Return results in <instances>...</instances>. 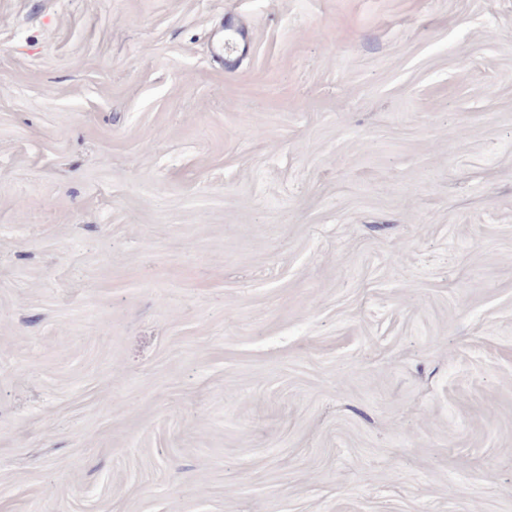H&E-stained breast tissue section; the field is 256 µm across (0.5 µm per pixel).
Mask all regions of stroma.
Listing matches in <instances>:
<instances>
[{
	"label": "stroma",
	"instance_id": "obj_1",
	"mask_svg": "<svg viewBox=\"0 0 512 512\" xmlns=\"http://www.w3.org/2000/svg\"><path fill=\"white\" fill-rule=\"evenodd\" d=\"M0 512H512V0H0Z\"/></svg>",
	"mask_w": 512,
	"mask_h": 512
}]
</instances>
